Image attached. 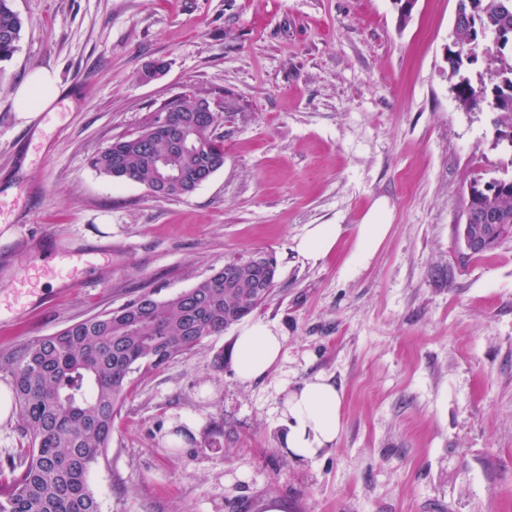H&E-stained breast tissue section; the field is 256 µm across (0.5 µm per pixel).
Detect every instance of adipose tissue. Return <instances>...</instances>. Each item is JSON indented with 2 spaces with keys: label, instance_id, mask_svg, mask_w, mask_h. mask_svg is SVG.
I'll list each match as a JSON object with an SVG mask.
<instances>
[{
  "label": "adipose tissue",
  "instance_id": "ef3b65f1",
  "mask_svg": "<svg viewBox=\"0 0 512 512\" xmlns=\"http://www.w3.org/2000/svg\"><path fill=\"white\" fill-rule=\"evenodd\" d=\"M53 74L32 72L17 93L20 111L40 112L58 96ZM342 235L338 224H313L300 238L298 252L310 263L324 259ZM283 338L270 326L254 322L242 326L235 341L233 362L239 379L252 381L265 376L279 360ZM341 395L336 386L316 377L291 391L285 401L283 445L298 459H311L332 446L340 433Z\"/></svg>",
  "mask_w": 512,
  "mask_h": 512
}]
</instances>
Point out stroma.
Wrapping results in <instances>:
<instances>
[{
	"label": "stroma",
	"instance_id": "35a3bbf8",
	"mask_svg": "<svg viewBox=\"0 0 512 512\" xmlns=\"http://www.w3.org/2000/svg\"><path fill=\"white\" fill-rule=\"evenodd\" d=\"M11 4L24 28L0 62V358L225 260L278 262L253 318L283 336L279 362L241 381L232 326L134 374L88 477L100 512H512V238L475 257L456 232L471 182L503 176L512 148L448 78L457 0H417L404 24L392 0ZM157 60L165 73L143 82ZM37 68L59 95L19 111ZM183 95L215 106L224 138L223 168L191 195L90 167ZM381 205L390 231L350 271ZM313 224L343 227L314 265L295 249ZM318 375L341 393V430L299 460L282 410Z\"/></svg>",
	"mask_w": 512,
	"mask_h": 512
}]
</instances>
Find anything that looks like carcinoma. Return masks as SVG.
I'll use <instances>...</instances> for the list:
<instances>
[{
    "mask_svg": "<svg viewBox=\"0 0 512 512\" xmlns=\"http://www.w3.org/2000/svg\"><path fill=\"white\" fill-rule=\"evenodd\" d=\"M456 19L448 72L460 77L457 99L469 109L489 103L512 141V62L502 63L478 92L463 76L479 63L481 38L488 33L497 36L500 56L512 55V0H458ZM23 27L10 0H0V61L13 57ZM201 102L196 96L171 101V111L95 152L90 166L109 178L140 183L157 198L190 195L224 167L217 113L201 111ZM466 206L474 214L494 210L505 218L491 244L512 234V177L473 191ZM261 277L254 260L228 259L171 297L143 291L1 360L0 368L13 378L17 427L27 446L0 471V512H100L88 475L109 447L131 374L158 369L251 316L272 292L269 282L257 294Z\"/></svg>",
    "mask_w": 512,
    "mask_h": 512,
    "instance_id": "1",
    "label": "carcinoma"
}]
</instances>
